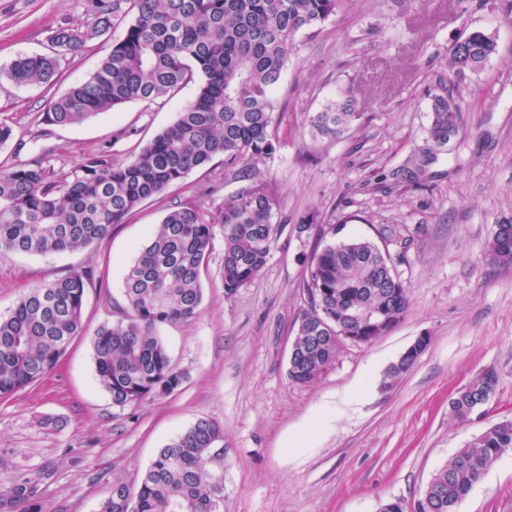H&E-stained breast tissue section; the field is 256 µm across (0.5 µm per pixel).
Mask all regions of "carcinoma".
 <instances>
[{
	"label": "carcinoma",
	"mask_w": 512,
	"mask_h": 512,
	"mask_svg": "<svg viewBox=\"0 0 512 512\" xmlns=\"http://www.w3.org/2000/svg\"><path fill=\"white\" fill-rule=\"evenodd\" d=\"M343 0H92L84 27L60 26L52 51L15 59L6 77L19 86L52 84L61 60L109 31L123 37L86 80L49 101L48 125L69 126L127 103L164 102L198 80L195 99L128 161L93 154L62 175L35 160L0 173V252L47 254L74 251L104 237L143 202L161 195L217 157L237 173L229 196L217 190L171 208L125 270L124 318L94 333L98 384L118 407L174 391L181 376L157 334L159 326L189 320L203 300L216 233L224 240L220 277L227 296L253 281L267 263L280 225V199L258 163L277 150L273 90L297 34L321 28ZM494 35L471 33L448 58V83L478 73L497 53ZM349 89L310 118L315 136L338 139L362 113ZM430 137L446 145L459 129L460 107L444 88L431 104ZM494 263H512V224L497 225L488 244ZM89 274L75 271L31 288L7 316H0V397L38 381L55 368L83 330ZM300 288L307 302L299 324L291 379L311 383L333 367L341 333L366 342L379 334L373 322L394 328L408 306L407 289L389 253L362 237L327 244L315 253ZM497 376L486 371L465 389L454 416L466 419L488 401ZM224 429L200 420L159 449L136 489H112L99 512H220L224 487L213 470ZM512 449V420L495 423L458 449L433 475L431 512H456L491 465ZM41 512L30 482L16 486V502Z\"/></svg>",
	"instance_id": "cac0c4a2"
}]
</instances>
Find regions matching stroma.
Masks as SVG:
<instances>
[{
	"label": "stroma",
	"instance_id": "stroma-1",
	"mask_svg": "<svg viewBox=\"0 0 512 512\" xmlns=\"http://www.w3.org/2000/svg\"><path fill=\"white\" fill-rule=\"evenodd\" d=\"M91 19L90 0H0V121L14 132L0 171L37 158L68 170L101 151L126 161L194 99L191 82L161 104L45 124L47 102L90 76L122 30L68 55L53 85L18 86L5 70L49 52L51 29ZM475 30L493 34L499 52L458 81L461 128L440 148L428 133L432 97L448 81L451 49ZM347 87L362 122L336 140L313 136L310 117ZM274 100L279 144L259 168L283 201L282 229L261 273L230 297L215 240L197 315L159 328L181 375L174 392L115 406L96 382L92 339L126 312L123 273L167 209L214 183L235 190L223 159L86 248L0 252V314L30 288L92 275L82 333L50 373L0 398V499L27 479L42 512H98L114 483L136 487L159 448L209 419L224 427L221 512H379L417 500L458 448L512 418V264L486 252L497 224L512 222V0H345L322 29L296 36ZM338 222L342 237L372 239L395 258L409 305L387 334L299 384L289 357L306 306L300 282L329 242L323 228ZM421 335L427 349L389 378ZM487 370L497 375L488 402L455 419L450 399ZM458 512H512V452Z\"/></svg>",
	"mask_w": 512,
	"mask_h": 512
}]
</instances>
